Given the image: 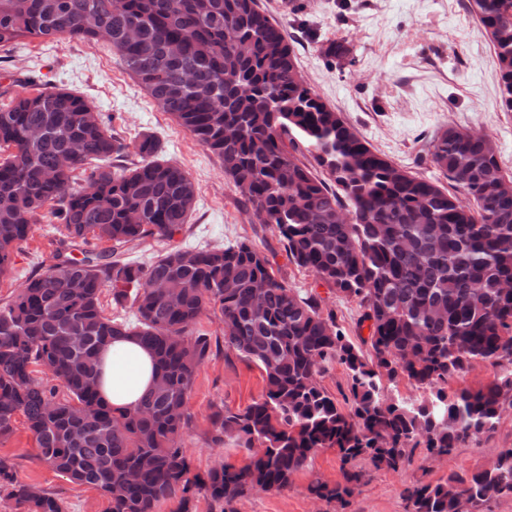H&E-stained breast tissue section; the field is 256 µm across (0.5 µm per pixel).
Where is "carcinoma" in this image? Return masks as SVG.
I'll use <instances>...</instances> for the list:
<instances>
[{"mask_svg": "<svg viewBox=\"0 0 512 512\" xmlns=\"http://www.w3.org/2000/svg\"><path fill=\"white\" fill-rule=\"evenodd\" d=\"M496 57L499 107L512 112V0H469ZM103 39L157 107L206 150L272 226L288 260L320 285L358 302L370 355L355 346L312 290L288 287L269 257L240 241L166 251L147 267L117 258L146 237L168 241L193 212L196 187L158 158L150 135L142 161L112 163L126 145L89 100L65 89L0 97V277L41 210L62 242L88 236L112 248L69 259L84 281L72 288L58 264L28 278L0 307V437L24 416L40 459L109 500V512H158L196 492L226 506L254 491L284 490L317 451L334 448L342 480L311 486L343 508L361 484L354 462L397 469L408 448L447 454L495 430L512 408V184L485 136L455 127L436 134L428 156L463 197L372 150L307 84L282 27L258 0H0V49L24 38ZM130 304L134 321L105 314L101 296ZM218 309L224 349L265 373L261 398L215 413L212 442L235 440L241 467L191 474L177 445L210 341L195 330ZM137 337L162 379L133 409L98 393L103 349ZM488 362L493 383L448 393V380ZM45 365L55 380L32 376ZM333 365L349 378L350 411L319 383ZM424 391L396 399L382 377ZM18 512H64L62 501L20 481L0 457V490ZM512 497V448L490 468L453 473L403 490L405 512H479Z\"/></svg>", "mask_w": 512, "mask_h": 512, "instance_id": "carcinoma-1", "label": "carcinoma"}]
</instances>
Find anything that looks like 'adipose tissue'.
<instances>
[{"label": "adipose tissue", "mask_w": 512, "mask_h": 512, "mask_svg": "<svg viewBox=\"0 0 512 512\" xmlns=\"http://www.w3.org/2000/svg\"><path fill=\"white\" fill-rule=\"evenodd\" d=\"M151 352L135 337H113L101 364L100 392L112 407L136 406L154 382Z\"/></svg>", "instance_id": "1"}]
</instances>
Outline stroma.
<instances>
[{
    "mask_svg": "<svg viewBox=\"0 0 512 512\" xmlns=\"http://www.w3.org/2000/svg\"><path fill=\"white\" fill-rule=\"evenodd\" d=\"M291 41L298 67L307 83L333 110L396 165L426 177H437L424 148L439 131L455 126L487 135L501 167L512 175V112L500 111L499 73L484 28L467 8L468 0H260ZM340 45V56H326L329 44ZM27 72L47 87H61L87 97L101 112L113 135L128 150L121 163L133 166L141 157L135 149L142 134L155 137L160 157L181 166L197 187L188 224L173 242L147 237L131 245L127 256L149 263L169 245L221 247L239 240L251 242L274 263L277 277L288 287H315L314 274L289 261L273 229L259 223L218 157L162 112L124 65L120 55L102 41L60 38L26 39L0 50V87L20 93L14 76ZM48 219L34 224L26 241L12 254V268L0 278V306L34 273L55 262L57 252L80 256L109 244L89 239L85 248L60 242ZM316 288V287H315ZM319 290V289H318ZM336 322L355 344L368 338L367 324L356 301L319 290ZM196 328L211 341V353L195 373L188 413L190 422L178 443L195 472L229 463L244 465L247 453L233 441L210 440L217 411H241L265 390V378L254 362L224 348L222 326L213 313L204 314ZM512 448V408L505 409L491 434L469 439L451 453L436 457L415 449L410 463L398 469L362 460V483L345 512H405L403 489L410 484L435 483L453 472L493 465L499 453ZM0 457L14 465L20 481L56 494L64 512H108L101 491L76 485L39 458L33 434L23 416H16L13 433L0 439ZM342 479L335 450L322 449L296 472L283 491H253L236 500L232 512H336L335 502L310 492L314 481L335 484Z\"/></svg>",
    "mask_w": 512,
    "mask_h": 512,
    "instance_id": "stroma-1",
    "label": "stroma"
}]
</instances>
